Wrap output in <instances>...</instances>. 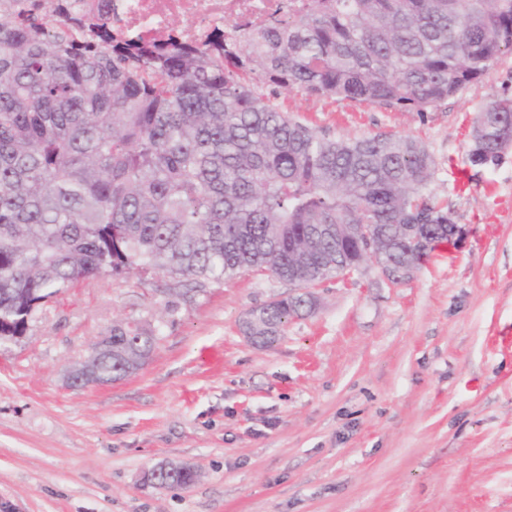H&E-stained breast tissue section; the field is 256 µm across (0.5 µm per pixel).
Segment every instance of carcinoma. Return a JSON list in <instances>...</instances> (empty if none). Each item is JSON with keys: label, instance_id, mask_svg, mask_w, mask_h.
<instances>
[{"label": "carcinoma", "instance_id": "1", "mask_svg": "<svg viewBox=\"0 0 512 512\" xmlns=\"http://www.w3.org/2000/svg\"><path fill=\"white\" fill-rule=\"evenodd\" d=\"M0 19V344L73 282L153 271H262L303 286L368 259L401 280L449 242L434 160L409 137L330 138L283 91L423 111L512 51V0H309L200 46L127 40L103 2L11 0ZM512 99L473 118L468 161L499 158ZM359 224L369 250L336 243ZM300 294L260 320L288 322ZM157 337L112 326L99 375L121 380Z\"/></svg>", "mask_w": 512, "mask_h": 512}]
</instances>
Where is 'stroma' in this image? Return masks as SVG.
<instances>
[{"instance_id": "35a3bbf8", "label": "stroma", "mask_w": 512, "mask_h": 512, "mask_svg": "<svg viewBox=\"0 0 512 512\" xmlns=\"http://www.w3.org/2000/svg\"><path fill=\"white\" fill-rule=\"evenodd\" d=\"M512 98V52L427 111L282 92L333 137L408 136L463 228L411 278L368 262L310 286L268 346L243 322L293 283L246 271L85 279L0 347V512H512V146L471 166L478 108ZM118 323L157 344L137 373L71 388ZM186 462L188 487L149 470Z\"/></svg>"}]
</instances>
